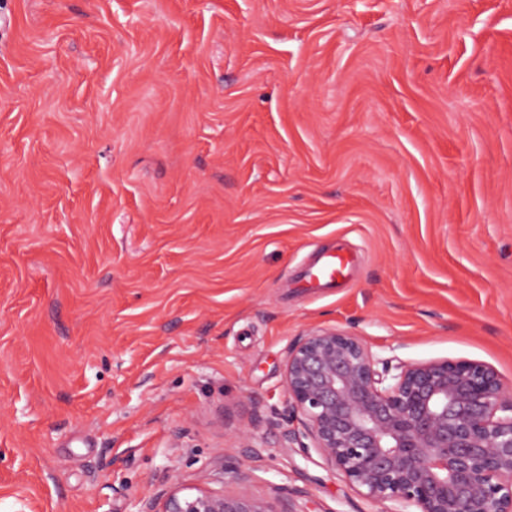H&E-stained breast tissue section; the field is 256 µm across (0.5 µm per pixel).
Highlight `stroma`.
Returning a JSON list of instances; mask_svg holds the SVG:
<instances>
[{"label":"stroma","mask_w":512,"mask_h":512,"mask_svg":"<svg viewBox=\"0 0 512 512\" xmlns=\"http://www.w3.org/2000/svg\"><path fill=\"white\" fill-rule=\"evenodd\" d=\"M334 328L512 386V0H0V512H392L283 445ZM353 266L354 256L349 250L319 252L305 266L299 286L323 290L340 288L349 281ZM185 488L161 491L140 501L138 512H294L289 504L275 500L257 499L242 493L235 497L215 494L202 489L183 494ZM162 510H156L159 500Z\"/></svg>","instance_id":"stroma-1"}]
</instances>
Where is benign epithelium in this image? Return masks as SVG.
Masks as SVG:
<instances>
[{
    "label": "benign epithelium",
    "instance_id": "obj_1",
    "mask_svg": "<svg viewBox=\"0 0 512 512\" xmlns=\"http://www.w3.org/2000/svg\"><path fill=\"white\" fill-rule=\"evenodd\" d=\"M287 445L394 512H512V388L483 362L392 364L339 329L288 346ZM138 512H293L245 493L161 491Z\"/></svg>",
    "mask_w": 512,
    "mask_h": 512
}]
</instances>
